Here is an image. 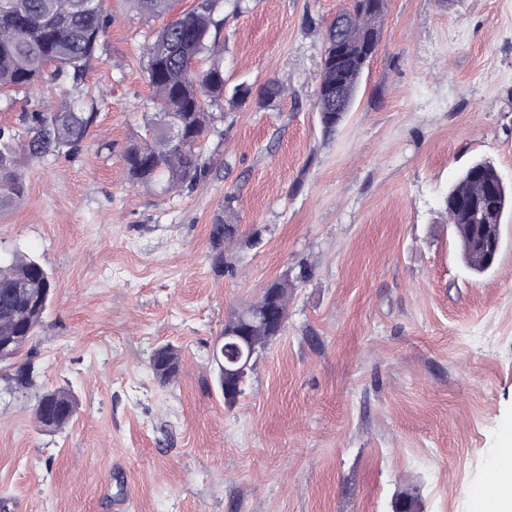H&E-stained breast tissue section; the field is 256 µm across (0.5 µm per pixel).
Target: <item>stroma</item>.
Segmentation results:
<instances>
[{"label":"stroma","instance_id":"stroma-1","mask_svg":"<svg viewBox=\"0 0 512 512\" xmlns=\"http://www.w3.org/2000/svg\"><path fill=\"white\" fill-rule=\"evenodd\" d=\"M351 0H246L220 10L224 80L288 94L247 102L202 147L211 165L161 195L122 156L155 110L144 48L164 25L105 0L106 52L82 90L83 151L24 162L0 207V254L27 251L55 288L23 351L79 401L39 431L34 395L0 397V512H471L512 429V214L471 272L442 198L474 161L512 186V0H387L356 104L324 134L323 46ZM62 98L52 77L0 97V125ZM234 195L239 240L212 264ZM288 320L226 407L212 349L269 282ZM170 343L177 383L149 365Z\"/></svg>","mask_w":512,"mask_h":512}]
</instances>
